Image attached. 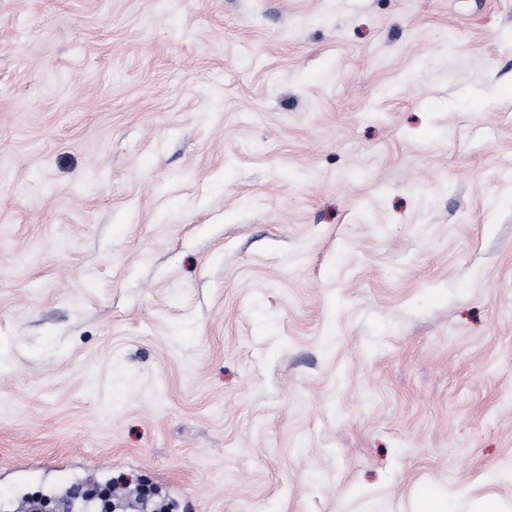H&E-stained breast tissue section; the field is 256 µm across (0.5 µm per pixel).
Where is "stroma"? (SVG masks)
Returning a JSON list of instances; mask_svg holds the SVG:
<instances>
[{"label":"stroma","mask_w":512,"mask_h":512,"mask_svg":"<svg viewBox=\"0 0 512 512\" xmlns=\"http://www.w3.org/2000/svg\"><path fill=\"white\" fill-rule=\"evenodd\" d=\"M508 31L512 0H0V485L512 512Z\"/></svg>","instance_id":"35a3bbf8"}]
</instances>
